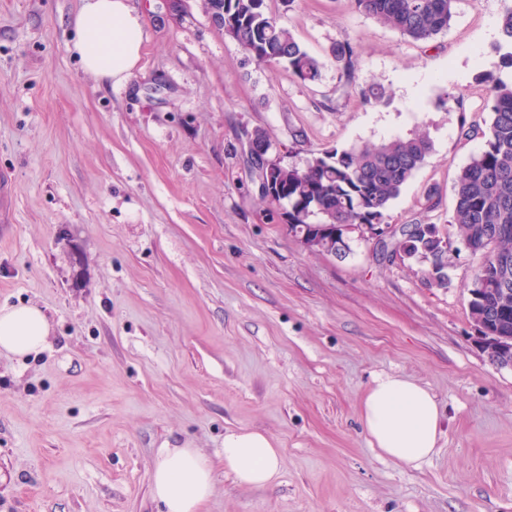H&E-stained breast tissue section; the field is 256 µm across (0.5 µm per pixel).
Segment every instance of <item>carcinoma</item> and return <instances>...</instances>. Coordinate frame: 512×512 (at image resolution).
<instances>
[{"label": "carcinoma", "instance_id": "carcinoma-1", "mask_svg": "<svg viewBox=\"0 0 512 512\" xmlns=\"http://www.w3.org/2000/svg\"><path fill=\"white\" fill-rule=\"evenodd\" d=\"M354 8L415 40L427 41L448 29L457 0H351ZM496 43L500 66L478 75L491 114L480 151L458 173L455 205L448 225H432L438 236L456 237L477 258L470 283L484 289L482 300L468 299L469 317L501 336H512V0H503ZM245 57L282 66L303 81L319 80L325 63L310 55L267 8L266 0H224V25ZM359 49L338 42L330 62L346 79L354 77ZM366 105L386 102L385 89L371 83L360 92ZM432 143L424 133L396 137L351 149L314 153L303 165L291 163L277 175L288 182V233L295 225L329 237L343 224H383L389 203L424 163ZM411 259L427 242L399 239Z\"/></svg>", "mask_w": 512, "mask_h": 512}]
</instances>
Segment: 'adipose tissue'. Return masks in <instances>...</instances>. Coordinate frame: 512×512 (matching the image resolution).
I'll return each mask as SVG.
<instances>
[{"mask_svg": "<svg viewBox=\"0 0 512 512\" xmlns=\"http://www.w3.org/2000/svg\"><path fill=\"white\" fill-rule=\"evenodd\" d=\"M73 26L71 50L85 72L104 84L127 81L142 47L141 16L129 0H82ZM50 331L37 306L0 307V352L26 360L48 348ZM362 423L372 447L406 464L429 458L441 434L435 397L398 375L374 379L363 399ZM281 461L275 439L263 431L243 429L224 436V470L240 485H273ZM214 485L209 457L187 443L163 446L150 475L151 495L162 512H199Z\"/></svg>", "mask_w": 512, "mask_h": 512, "instance_id": "adipose-tissue-1", "label": "adipose tissue"}]
</instances>
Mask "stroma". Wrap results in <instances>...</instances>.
I'll return each mask as SVG.
<instances>
[{
    "label": "stroma",
    "instance_id": "35a3bbf8",
    "mask_svg": "<svg viewBox=\"0 0 512 512\" xmlns=\"http://www.w3.org/2000/svg\"><path fill=\"white\" fill-rule=\"evenodd\" d=\"M79 4L0 0V305L35 304L51 325L39 356L0 354V512H158L149 477L167 442L215 463L201 512H512V369L490 363L468 316L476 259L452 254L436 288L363 241L342 258L309 252L246 160L257 128L294 163L424 132L432 150L387 221L447 223L482 144L460 125L490 124L476 78L499 64L485 34L503 0H458L425 42L350 0H267L325 61L315 83L246 60L203 0H131L142 56L117 85L69 50ZM346 40L360 47L349 82L327 62ZM373 81L385 105L361 103ZM385 374L440 406L419 466L363 428ZM236 429L276 440L273 487L225 473Z\"/></svg>",
    "mask_w": 512,
    "mask_h": 512
}]
</instances>
